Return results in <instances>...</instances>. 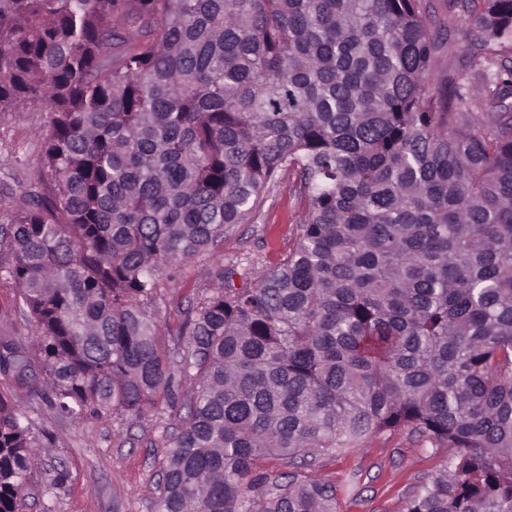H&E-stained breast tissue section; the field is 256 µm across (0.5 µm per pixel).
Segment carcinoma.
Returning <instances> with one entry per match:
<instances>
[{"label":"carcinoma","instance_id":"1","mask_svg":"<svg viewBox=\"0 0 512 512\" xmlns=\"http://www.w3.org/2000/svg\"><path fill=\"white\" fill-rule=\"evenodd\" d=\"M473 2L436 82L422 0H0V113L44 114L0 224L35 352L1 339L0 374L133 423L196 377L156 512H336L299 469L401 430L456 449L406 512H512V0ZM290 177L294 248L218 266L167 355L160 276ZM39 448L0 390V512Z\"/></svg>","mask_w":512,"mask_h":512}]
</instances>
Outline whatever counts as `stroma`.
Here are the masks:
<instances>
[{
	"instance_id": "1",
	"label": "stroma",
	"mask_w": 512,
	"mask_h": 512,
	"mask_svg": "<svg viewBox=\"0 0 512 512\" xmlns=\"http://www.w3.org/2000/svg\"><path fill=\"white\" fill-rule=\"evenodd\" d=\"M448 25V44L438 59V74L456 69L464 52L461 33L466 23L449 11L447 0H430ZM39 112L0 114V218L11 210L9 196L17 183L36 180L41 139ZM301 202L292 181H285L265 201L254 223L228 229L216 254L194 257L168 270L159 281L163 295L154 311L170 329H177L198 295L211 291L217 265L237 266L258 280L295 244ZM20 342L33 338L11 281L0 278V338ZM27 407L46 453L23 491L24 512H155L157 484L168 449L184 414L180 405H164L139 424L118 413H90L78 422L57 418L31 395L29 383L4 380ZM452 450L435 448L392 431L370 438L363 447L316 463L311 473L337 490V512H405L414 488L426 475L441 469ZM63 484H54L57 471Z\"/></svg>"
}]
</instances>
